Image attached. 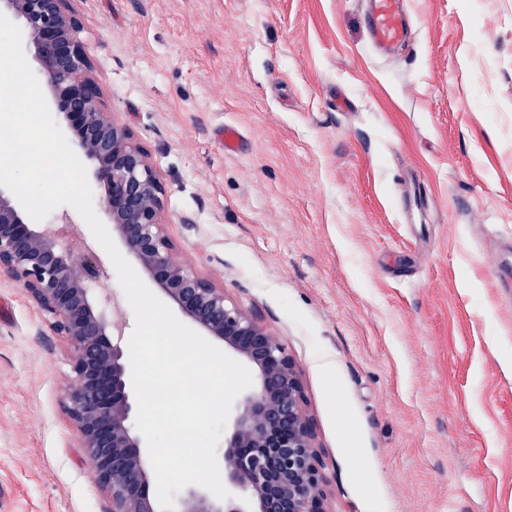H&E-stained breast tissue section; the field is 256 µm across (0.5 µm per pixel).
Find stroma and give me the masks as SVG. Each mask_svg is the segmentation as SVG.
Listing matches in <instances>:
<instances>
[{
    "label": "stroma",
    "instance_id": "obj_1",
    "mask_svg": "<svg viewBox=\"0 0 512 512\" xmlns=\"http://www.w3.org/2000/svg\"><path fill=\"white\" fill-rule=\"evenodd\" d=\"M72 7L177 258L294 360L330 512H512V0H409L388 54L363 0ZM3 301L0 512H108L63 408L72 350L2 275Z\"/></svg>",
    "mask_w": 512,
    "mask_h": 512
}]
</instances>
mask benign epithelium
Here are the masks:
<instances>
[{"mask_svg":"<svg viewBox=\"0 0 512 512\" xmlns=\"http://www.w3.org/2000/svg\"><path fill=\"white\" fill-rule=\"evenodd\" d=\"M0 13L21 24L50 107L64 116L71 144L104 189L99 206L112 232L182 316L255 372L224 433V485L232 497L221 501L188 487L175 512H329L316 427L293 359L258 309L231 302L224 289L177 260L164 231L163 184L132 131L107 109L71 0H0ZM58 234L0 187V274L27 290L71 347L75 384L64 409L109 512H160L146 443L132 426L131 375L114 342L119 325L103 313L112 296L93 294L98 257L88 248L62 247Z\"/></svg>","mask_w":512,"mask_h":512,"instance_id":"obj_1","label":"benign epithelium"}]
</instances>
